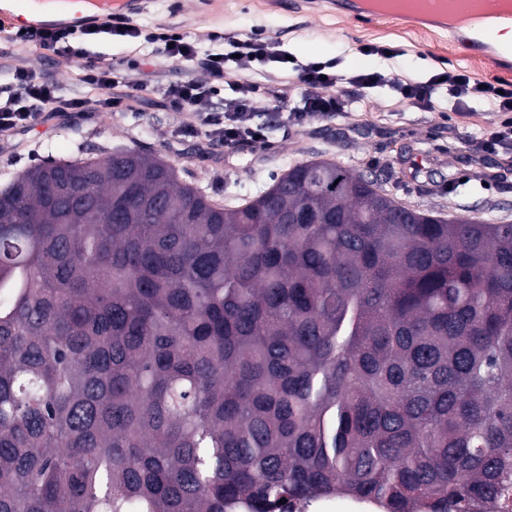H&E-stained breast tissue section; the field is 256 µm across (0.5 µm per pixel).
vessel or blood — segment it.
Returning a JSON list of instances; mask_svg holds the SVG:
<instances>
[{"mask_svg":"<svg viewBox=\"0 0 512 512\" xmlns=\"http://www.w3.org/2000/svg\"><path fill=\"white\" fill-rule=\"evenodd\" d=\"M456 12L465 17V30L474 55L492 53L503 69L512 68V45L499 46L491 14L477 10V0H453ZM145 0H11L0 18L26 29H78L101 24L104 18H132L143 11Z\"/></svg>","mask_w":512,"mask_h":512,"instance_id":"obj_1","label":"vessel or blood"}]
</instances>
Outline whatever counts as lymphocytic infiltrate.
Segmentation results:
<instances>
[{"instance_id": "1", "label": "lymphocytic infiltrate", "mask_w": 512, "mask_h": 512, "mask_svg": "<svg viewBox=\"0 0 512 512\" xmlns=\"http://www.w3.org/2000/svg\"><path fill=\"white\" fill-rule=\"evenodd\" d=\"M119 36L142 40L159 45L169 57L191 62L200 58L195 43L184 40L174 33L145 31L116 19L112 23L85 30L84 42H76L75 36L66 30H42L38 38L43 47L68 57L85 56L86 43L101 36ZM205 65L211 74L207 81H187L171 85L169 93L190 111L196 112L199 124L207 126L211 139L222 142L225 150L232 151L244 143L263 144L266 126L253 108V98L257 93H265L273 106H280L284 95L275 90H260L249 81L248 76L257 72L260 65L277 62L285 63L286 53L277 43L262 42L253 38L231 41L228 50L217 53L216 57L206 58ZM246 73L245 81L231 83V94L224 99L222 117H214L205 112L203 106L216 94L215 84L223 80L226 66ZM326 62L311 61L297 68L298 78L305 87L300 102L290 114L291 119L301 122L315 115H332L344 111H356L361 107L360 100H336L329 90L336 83L335 74L330 73ZM446 87L456 105H464L470 100L487 102L492 111L505 113L504 121L494 126L481 138L482 151L495 153L512 151V83L474 80L467 72H447L433 76L425 83H401L396 87L401 97L418 108H433L432 95L438 87ZM84 106L82 100L71 99L61 94L55 85L40 80L26 68L16 69L14 81L7 90L6 97H0V132L31 130L48 124L61 112H78ZM198 124V125H199Z\"/></svg>"}]
</instances>
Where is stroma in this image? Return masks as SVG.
Listing matches in <instances>:
<instances>
[{"label":"stroma","instance_id":"35a3bbf8","mask_svg":"<svg viewBox=\"0 0 512 512\" xmlns=\"http://www.w3.org/2000/svg\"><path fill=\"white\" fill-rule=\"evenodd\" d=\"M133 23L185 36L204 54L250 36L279 43L301 62L334 63L338 80L333 94L362 97V109L296 125L272 112L265 95H257L255 108L267 124V139L232 154L205 133L180 134L195 118L167 88L208 79L201 61L149 55L137 42L104 38L90 44L93 60L114 66L117 76L146 84V91L109 112H74L50 127L0 133V174L14 176L46 159L67 160L83 151L103 157L133 148L168 160L182 181L235 207L264 191L290 166L325 159L374 180L408 208L512 224V154L474 159L494 119L487 107L415 108L401 102L393 89L397 82H425L456 69L476 80L512 82V73L501 74L490 59L471 57L465 45L452 44L447 34L411 27L404 18L376 16L360 24L332 11L326 0H221L207 16L199 12L197 0H148ZM368 44L392 48L394 55H364ZM20 66L69 97L92 101L99 96L84 82L81 62L42 49L35 34L0 24V90L11 85ZM375 69L385 74L387 86L362 94L347 81L352 73Z\"/></svg>","mask_w":512,"mask_h":512}]
</instances>
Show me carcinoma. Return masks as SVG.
Wrapping results in <instances>:
<instances>
[{"instance_id": "1", "label": "carcinoma", "mask_w": 512, "mask_h": 512, "mask_svg": "<svg viewBox=\"0 0 512 512\" xmlns=\"http://www.w3.org/2000/svg\"><path fill=\"white\" fill-rule=\"evenodd\" d=\"M512 512V224L336 162L234 208L135 150L0 187V512ZM373 504L369 502H355L352 504H346L344 506L333 502L332 500H324L321 501L318 505H315L313 502H299L294 506V512H333L336 508V512L345 511V512H371ZM344 507L346 510H339Z\"/></svg>"}]
</instances>
